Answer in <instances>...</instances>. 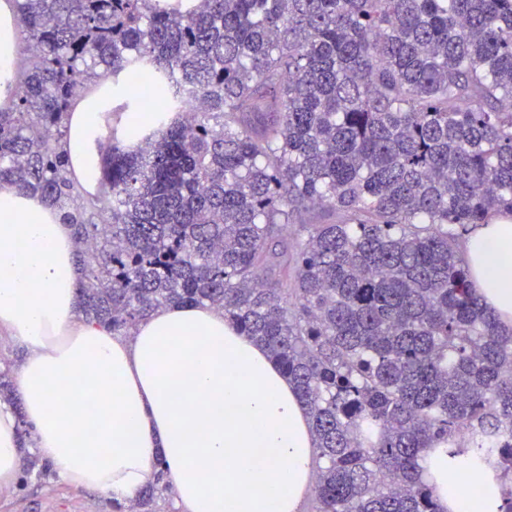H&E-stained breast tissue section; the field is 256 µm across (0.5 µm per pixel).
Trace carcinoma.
Returning <instances> with one entry per match:
<instances>
[{"mask_svg":"<svg viewBox=\"0 0 512 512\" xmlns=\"http://www.w3.org/2000/svg\"><path fill=\"white\" fill-rule=\"evenodd\" d=\"M7 3L0 185L71 226L85 321L223 308L311 419L314 512H442L434 443L464 493L512 479V331L461 252L512 215V0ZM84 101L112 115L94 193L60 150ZM0 400L30 436L2 371ZM163 477L116 512H160ZM1 1V0H0ZM16 21L14 15L5 1L0 3V75L9 68L14 61V69L20 70L24 61V33L19 30V49L16 55ZM16 56V57H15Z\"/></svg>","mask_w":512,"mask_h":512,"instance_id":"1","label":"carcinoma"}]
</instances>
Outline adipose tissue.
Here are the masks:
<instances>
[{
  "mask_svg": "<svg viewBox=\"0 0 512 512\" xmlns=\"http://www.w3.org/2000/svg\"><path fill=\"white\" fill-rule=\"evenodd\" d=\"M63 143L95 184L100 112H75ZM465 262L482 302L512 327V215L479 225ZM75 248L50 207L0 187V334L29 356L14 374L38 455L61 478L120 502L166 466L179 512H297L313 484L312 434L276 362L209 306L158 309L129 335L77 316ZM443 512H498L512 483L464 500L441 446L425 451ZM22 462L17 418L0 407V487Z\"/></svg>",
  "mask_w": 512,
  "mask_h": 512,
  "instance_id": "1",
  "label": "adipose tissue"
}]
</instances>
